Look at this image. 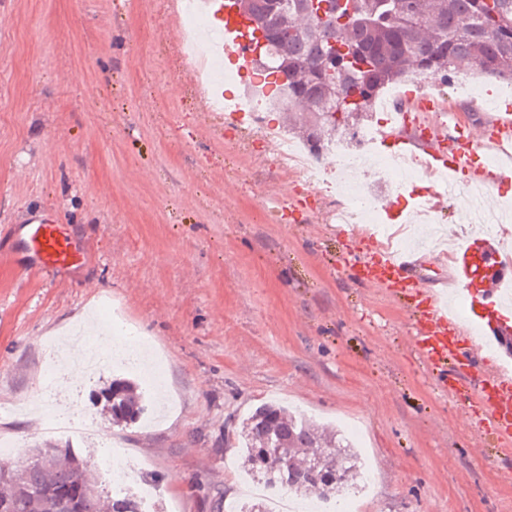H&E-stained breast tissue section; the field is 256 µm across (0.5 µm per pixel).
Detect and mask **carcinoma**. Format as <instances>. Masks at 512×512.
I'll use <instances>...</instances> for the list:
<instances>
[{
    "label": "carcinoma",
    "mask_w": 512,
    "mask_h": 512,
    "mask_svg": "<svg viewBox=\"0 0 512 512\" xmlns=\"http://www.w3.org/2000/svg\"><path fill=\"white\" fill-rule=\"evenodd\" d=\"M235 4L266 41L263 71L283 78L277 109L315 116L302 134L314 145L367 120L383 89L412 74L512 83V0H362L364 21L346 24L319 18L312 0ZM94 401L116 425L135 424L147 411L140 387L127 379L112 380ZM235 439L252 477L283 490L335 499L362 477L347 436L275 403L244 417ZM35 454L42 463L24 468L21 485L0 468V512H143L130 491L112 493L106 511L99 494L72 508L56 492L96 484L91 465L68 447L39 445Z\"/></svg>",
    "instance_id": "carcinoma-1"
}]
</instances>
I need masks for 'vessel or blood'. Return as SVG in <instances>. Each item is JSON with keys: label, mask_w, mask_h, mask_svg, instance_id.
Here are the masks:
<instances>
[{"label": "vessel or blood", "mask_w": 512, "mask_h": 512, "mask_svg": "<svg viewBox=\"0 0 512 512\" xmlns=\"http://www.w3.org/2000/svg\"><path fill=\"white\" fill-rule=\"evenodd\" d=\"M224 55L237 71L247 70L254 57L255 45L249 22L236 11L233 0H224ZM436 99L407 94L390 123L399 134L397 149L407 144L401 138L411 126H418L415 145L425 146L427 153L441 163L449 178L459 172L472 171L473 183H489L493 172L484 162L483 151L491 146H512V113L504 112L494 120L486 135L475 137L455 121L420 128L421 118L438 111ZM17 251L26 269L48 275H63L84 259L80 243L64 226L49 220H34L22 226L17 235ZM352 268L360 281L385 288L403 289L413 286V263L405 256H395L385 249L362 253ZM508 269L504 264L496 237H475L454 252L449 272L450 282L459 288L464 303L461 316H454L447 303L421 288L417 291L416 308L422 326L415 346L434 370L453 365L452 381L458 388L474 396L484 408L486 419L498 439L512 446V373L489 369L476 355L474 334L498 340L512 339V315L498 299V289Z\"/></svg>", "instance_id": "1"}]
</instances>
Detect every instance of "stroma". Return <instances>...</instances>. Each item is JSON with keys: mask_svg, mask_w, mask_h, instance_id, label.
<instances>
[{"mask_svg": "<svg viewBox=\"0 0 512 512\" xmlns=\"http://www.w3.org/2000/svg\"><path fill=\"white\" fill-rule=\"evenodd\" d=\"M164 0H0V439L16 460L44 441L48 356L84 313L100 346L145 339L165 376L156 418L115 426L90 402L106 359L66 412L121 449L174 512L234 507L249 487L231 437L261 402L348 434L374 474L352 512H512L511 459L468 393L432 380L409 295L357 281L345 257L364 231L332 224L249 125L204 111ZM433 95L473 132L512 88L479 75ZM50 217L85 247L62 277L32 273L12 232ZM117 314L124 329L100 319Z\"/></svg>", "mask_w": 512, "mask_h": 512, "instance_id": "1", "label": "stroma"}]
</instances>
